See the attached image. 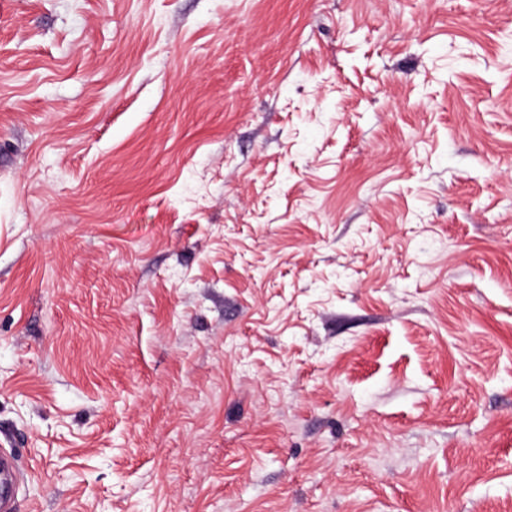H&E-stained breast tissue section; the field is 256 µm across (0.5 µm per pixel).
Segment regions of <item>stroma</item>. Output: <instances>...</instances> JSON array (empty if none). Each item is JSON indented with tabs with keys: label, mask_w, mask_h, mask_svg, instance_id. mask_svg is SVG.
<instances>
[{
	"label": "stroma",
	"mask_w": 512,
	"mask_h": 512,
	"mask_svg": "<svg viewBox=\"0 0 512 512\" xmlns=\"http://www.w3.org/2000/svg\"><path fill=\"white\" fill-rule=\"evenodd\" d=\"M16 512H512V0H0Z\"/></svg>",
	"instance_id": "1"
}]
</instances>
